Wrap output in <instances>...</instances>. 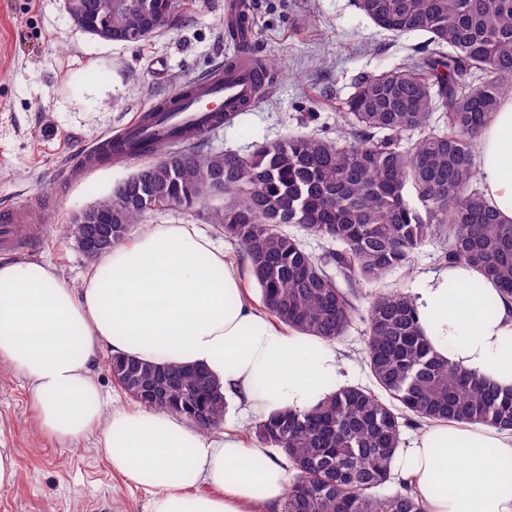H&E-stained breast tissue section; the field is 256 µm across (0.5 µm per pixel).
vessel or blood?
Segmentation results:
<instances>
[{"label": "vessel or blood", "instance_id": "vessel-or-blood-1", "mask_svg": "<svg viewBox=\"0 0 512 512\" xmlns=\"http://www.w3.org/2000/svg\"><path fill=\"white\" fill-rule=\"evenodd\" d=\"M250 9V0H224L225 26L240 30L239 24L249 19ZM240 32L242 40H249V31ZM272 82V76L256 63L252 51L241 52L193 80L191 94L176 99L173 107L162 110L156 118H148L146 112H139L117 133L80 149L66 171L73 177H81L101 164L105 152L127 142L148 141L172 135L187 126L205 128L226 118L235 119L250 110L257 103L261 88ZM18 221L17 211L6 206L0 208V248H16L20 234Z\"/></svg>", "mask_w": 512, "mask_h": 512}]
</instances>
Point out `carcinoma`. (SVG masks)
<instances>
[{"instance_id":"carcinoma-1","label":"carcinoma","mask_w":512,"mask_h":512,"mask_svg":"<svg viewBox=\"0 0 512 512\" xmlns=\"http://www.w3.org/2000/svg\"><path fill=\"white\" fill-rule=\"evenodd\" d=\"M94 26L127 33L148 15L168 20L175 0H115L112 19L87 0ZM377 27L423 33L420 56L365 75L336 113V137L290 134L246 154L204 153L189 138L159 140L119 189L93 205L112 240L154 213L192 209L223 189L211 213L247 263L263 308L302 336L338 343L365 325L371 386H346L304 412L286 409L246 428L288 459L280 512H425L405 482L386 490L408 425L480 424L512 431V388L464 371L434 351L409 294L384 288L438 237L439 261L468 265L512 296V223L484 193L473 146L512 87V0H355ZM480 76L474 84L471 78ZM416 139L401 146L404 135ZM296 227L301 235L284 230ZM324 243L309 251L302 237ZM112 378L132 398L201 430L219 427L227 399L202 368L112 357Z\"/></svg>"}]
</instances>
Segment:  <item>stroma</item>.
I'll return each mask as SVG.
<instances>
[{"instance_id": "obj_1", "label": "stroma", "mask_w": 512, "mask_h": 512, "mask_svg": "<svg viewBox=\"0 0 512 512\" xmlns=\"http://www.w3.org/2000/svg\"><path fill=\"white\" fill-rule=\"evenodd\" d=\"M253 49L277 62L276 81L248 112L215 130L209 149L243 153L297 133H336L339 104L356 79L406 62L425 35L375 26L352 0H252ZM224 0H178L175 18L147 39L107 42L80 31L65 0H0V207L37 213L40 235L14 261H42L73 285L90 266L61 225L96 204L137 168L107 161L64 172L76 148L117 132L142 108L223 63ZM207 208L171 209L150 223L194 224L220 238ZM0 448L16 465L0 512H150L151 494L113 473L95 437L62 444L38 431L29 383L0 368Z\"/></svg>"}]
</instances>
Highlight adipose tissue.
Returning a JSON list of instances; mask_svg holds the SVG:
<instances>
[{
  "label": "adipose tissue",
  "instance_id": "1",
  "mask_svg": "<svg viewBox=\"0 0 512 512\" xmlns=\"http://www.w3.org/2000/svg\"><path fill=\"white\" fill-rule=\"evenodd\" d=\"M486 195L512 222V97L476 141ZM458 264L420 276L412 299L433 348L458 367L512 387V301ZM223 245L192 224H146L113 244L73 286L44 262H0V363L30 382L39 429L62 443L99 436L114 472L153 493L151 512H276L288 462L241 433L202 431L161 409L112 408L93 378L100 348L167 366L199 365L244 415L304 411L347 384L335 344L277 328L243 300ZM496 312L484 316L485 299ZM427 512H512L494 489L512 473V432L431 426L394 464ZM209 492H199L200 484Z\"/></svg>",
  "mask_w": 512,
  "mask_h": 512
}]
</instances>
